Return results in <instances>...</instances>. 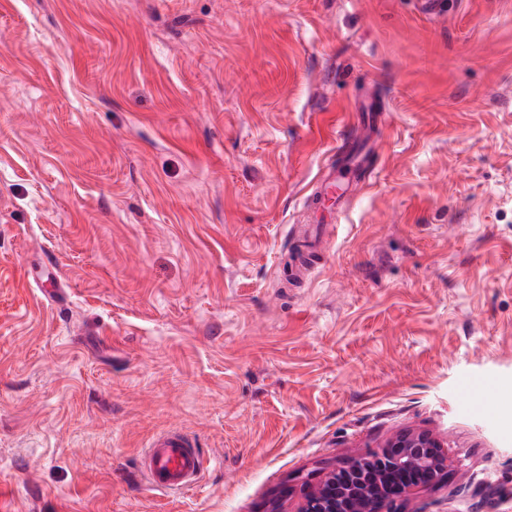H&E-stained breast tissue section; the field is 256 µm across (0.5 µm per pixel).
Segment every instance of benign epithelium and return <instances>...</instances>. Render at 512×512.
<instances>
[{
    "label": "benign epithelium",
    "instance_id": "1",
    "mask_svg": "<svg viewBox=\"0 0 512 512\" xmlns=\"http://www.w3.org/2000/svg\"><path fill=\"white\" fill-rule=\"evenodd\" d=\"M373 458L403 474L402 480L394 479L383 486L368 474L362 459L353 458L328 473L319 484L307 487L296 512H369L376 494L382 497L377 512H398L401 503L415 491L439 484L447 469L441 444L427 431L398 432ZM416 471L426 473L429 481L408 480L406 474Z\"/></svg>",
    "mask_w": 512,
    "mask_h": 512
}]
</instances>
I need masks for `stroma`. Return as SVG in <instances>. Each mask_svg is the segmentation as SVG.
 <instances>
[{"mask_svg":"<svg viewBox=\"0 0 512 512\" xmlns=\"http://www.w3.org/2000/svg\"><path fill=\"white\" fill-rule=\"evenodd\" d=\"M421 2L0 0V512H296L404 430V512H512V0ZM361 173H359L356 169L351 167L344 168L341 171V174L338 178H336V169L335 166L329 168L327 174L323 177L325 187V194H333L336 193V213L339 214L342 212V205L339 203V199L346 193L350 184H358L360 181ZM340 192V193H339ZM338 205V206H337ZM195 441L171 429L149 443L140 461V473L148 487L165 494L195 490L210 460Z\"/></svg>","mask_w":512,"mask_h":512,"instance_id":"1","label":"stroma"}]
</instances>
